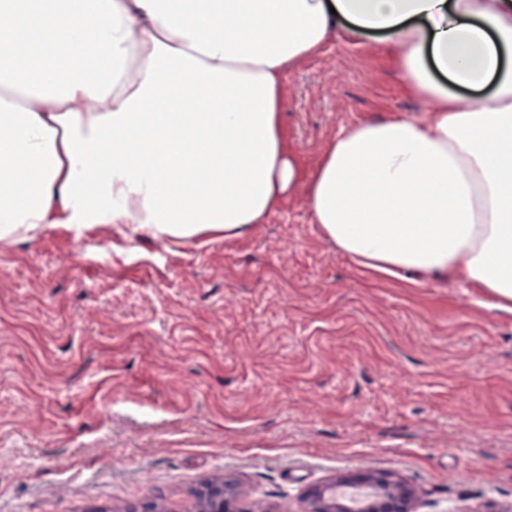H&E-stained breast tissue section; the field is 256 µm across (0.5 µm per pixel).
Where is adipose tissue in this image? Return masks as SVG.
Returning a JSON list of instances; mask_svg holds the SVG:
<instances>
[{"mask_svg": "<svg viewBox=\"0 0 512 512\" xmlns=\"http://www.w3.org/2000/svg\"><path fill=\"white\" fill-rule=\"evenodd\" d=\"M376 34L430 109L307 167L286 70ZM298 188L356 264L512 312V0H0V239L234 238Z\"/></svg>", "mask_w": 512, "mask_h": 512, "instance_id": "adipose-tissue-1", "label": "adipose tissue"}]
</instances>
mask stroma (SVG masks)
I'll return each mask as SVG.
<instances>
[{"label": "stroma", "instance_id": "stroma-1", "mask_svg": "<svg viewBox=\"0 0 512 512\" xmlns=\"http://www.w3.org/2000/svg\"><path fill=\"white\" fill-rule=\"evenodd\" d=\"M307 166L364 119L420 115L380 44L285 78ZM388 472L412 512H512V313L466 285L367 271L303 190L245 234L189 244L49 229L0 241V512H304ZM309 499L314 503L315 507L312 512L317 511H327L334 512L336 511L335 507V490L331 488L330 485H318L314 487L308 493Z\"/></svg>", "mask_w": 512, "mask_h": 512}]
</instances>
